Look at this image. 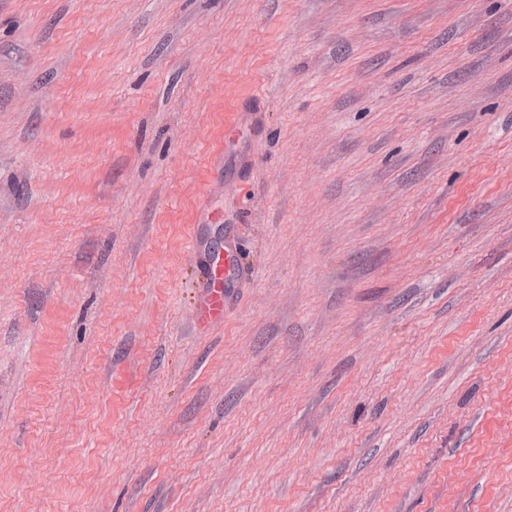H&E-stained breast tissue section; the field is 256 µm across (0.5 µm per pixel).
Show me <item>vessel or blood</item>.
I'll return each instance as SVG.
<instances>
[{"label":"vessel or blood","mask_w":512,"mask_h":512,"mask_svg":"<svg viewBox=\"0 0 512 512\" xmlns=\"http://www.w3.org/2000/svg\"><path fill=\"white\" fill-rule=\"evenodd\" d=\"M235 254L231 248L210 251L201 264L199 302L194 326L206 330L224 320V280L235 275Z\"/></svg>","instance_id":"1"}]
</instances>
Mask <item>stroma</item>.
<instances>
[{
  "mask_svg": "<svg viewBox=\"0 0 512 512\" xmlns=\"http://www.w3.org/2000/svg\"><path fill=\"white\" fill-rule=\"evenodd\" d=\"M0 512H512V0H0ZM199 302L194 327L208 330L224 322V279L236 275L234 251L228 246L210 251L201 264Z\"/></svg>",
  "mask_w": 512,
  "mask_h": 512,
  "instance_id": "stroma-1",
  "label": "stroma"
}]
</instances>
